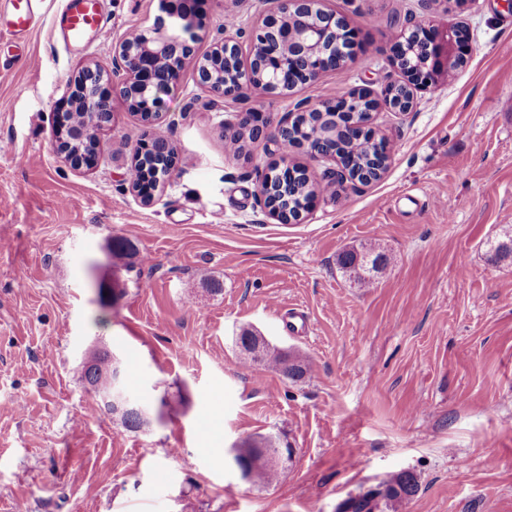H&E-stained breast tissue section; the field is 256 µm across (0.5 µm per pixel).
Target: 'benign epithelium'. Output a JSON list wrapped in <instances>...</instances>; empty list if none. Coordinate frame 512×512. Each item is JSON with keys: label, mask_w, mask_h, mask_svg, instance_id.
I'll return each instance as SVG.
<instances>
[{"label": "benign epithelium", "mask_w": 512, "mask_h": 512, "mask_svg": "<svg viewBox=\"0 0 512 512\" xmlns=\"http://www.w3.org/2000/svg\"><path fill=\"white\" fill-rule=\"evenodd\" d=\"M191 0H172L167 17L159 16L152 25L140 27L131 35L118 41L112 50V73L100 65L88 63L68 81L66 96L53 104L55 127L54 150L76 168L90 169L97 164L100 148L90 153L72 149L73 144L83 140L80 131L72 128L70 116L74 112L85 114V126L105 125L110 121L112 102L118 96L133 112L144 128L160 124L165 116L164 97L176 82L180 70L188 63H196L198 84L212 94L238 101L250 97L259 88L276 94L268 86L269 76L290 89L315 82L332 72L336 63L331 59L334 42L331 35L337 18L334 14L316 7V0H277L279 18L252 28L248 33L251 45L248 62L242 60V32L237 28L224 29V38L216 42L206 59L197 57L195 43L199 33L205 30V18L190 12ZM466 30L459 25H439L430 19L411 20L400 30L398 44L391 49L393 64L408 55L407 45L424 58V64L416 69L409 67L375 97L364 88L351 89L311 107L300 101L295 113L288 114L278 129L269 133L267 127L252 121V114L244 113L234 123L225 122V127L234 129L243 124L254 130L257 137H266L276 145L282 144L283 135L291 129L297 117L307 112H349L350 134L375 138L369 128L372 112L379 105L404 114L412 110L415 91L437 85L448 76V67L456 62L463 64L468 52L463 50ZM237 63V70L225 74L226 64ZM174 144L164 138L141 141L134 160L152 153L169 157ZM389 154H383L377 175L366 172L350 173L342 166L336 170V182L343 186L358 181L362 184L381 179L388 167ZM175 168V163L163 169L152 170L151 182H129V188L138 192L144 202L151 201L153 188L165 184ZM281 177L280 169L271 166L262 172L258 182V198L261 201L271 195L272 184ZM104 358L110 364L107 377L112 380V395L108 404L112 415L127 413L140 415L149 423L162 414L165 403L150 406L127 392L123 382L120 363L106 347L90 351L86 362L98 363Z\"/></svg>", "instance_id": "benign-epithelium-1"}]
</instances>
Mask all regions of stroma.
Listing matches in <instances>:
<instances>
[{
  "mask_svg": "<svg viewBox=\"0 0 512 512\" xmlns=\"http://www.w3.org/2000/svg\"><path fill=\"white\" fill-rule=\"evenodd\" d=\"M63 0H42L28 39L0 43V512H336L407 470L419 490L396 512H512V259L489 245L512 225V9L505 0H323L356 35L354 57L288 96L244 103L185 68L164 122L142 130L122 100L101 157L75 170L53 150L52 104L90 62L151 24L161 0H103L106 29L65 45ZM199 54L276 15L275 0H207ZM467 28L465 66L417 91L411 112H375L390 153L383 177L321 192L283 224L257 197L268 165L308 164L264 139L238 157L224 123L260 112L277 126L299 101L381 94L396 24ZM178 147L169 181L143 204L125 181L142 135ZM133 247L130 268L109 245ZM390 256L363 289L336 265L345 249ZM123 289L100 303L96 285ZM308 317L304 336L283 317ZM250 329L311 365L300 382L255 373L232 339ZM116 351L128 392L171 409L123 428L79 378L93 346ZM273 434L293 448L267 486L240 478L232 445Z\"/></svg>",
  "mask_w": 512,
  "mask_h": 512,
  "instance_id": "1",
  "label": "stroma"
}]
</instances>
